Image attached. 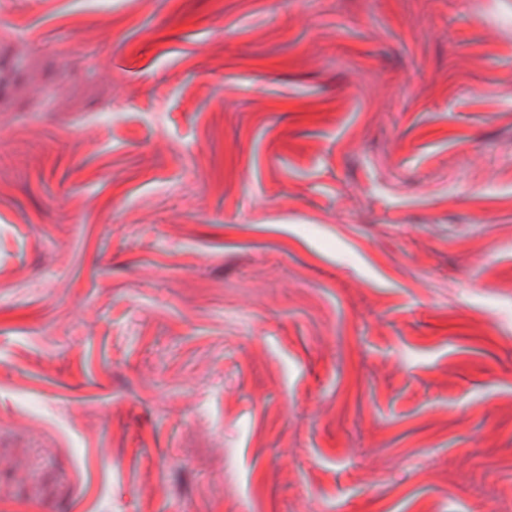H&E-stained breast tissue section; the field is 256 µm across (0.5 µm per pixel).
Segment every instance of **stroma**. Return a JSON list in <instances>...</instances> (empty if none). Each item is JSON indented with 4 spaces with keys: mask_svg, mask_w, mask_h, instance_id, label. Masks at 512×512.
Listing matches in <instances>:
<instances>
[{
    "mask_svg": "<svg viewBox=\"0 0 512 512\" xmlns=\"http://www.w3.org/2000/svg\"><path fill=\"white\" fill-rule=\"evenodd\" d=\"M2 30L0 512H512V0Z\"/></svg>",
    "mask_w": 512,
    "mask_h": 512,
    "instance_id": "35a3bbf8",
    "label": "stroma"
}]
</instances>
